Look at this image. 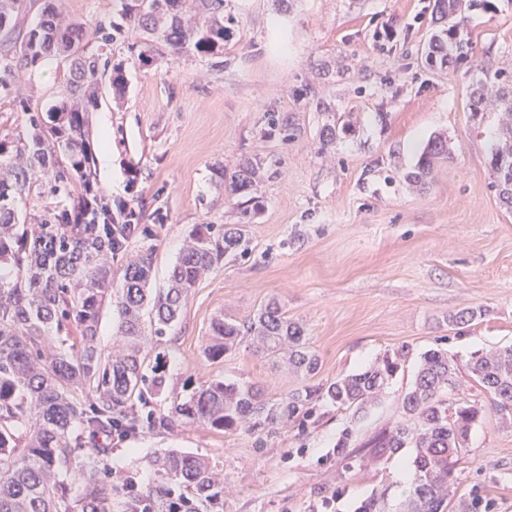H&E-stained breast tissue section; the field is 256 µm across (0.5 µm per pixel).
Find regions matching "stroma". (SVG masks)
Masks as SVG:
<instances>
[{
    "instance_id": "stroma-1",
    "label": "stroma",
    "mask_w": 512,
    "mask_h": 512,
    "mask_svg": "<svg viewBox=\"0 0 512 512\" xmlns=\"http://www.w3.org/2000/svg\"><path fill=\"white\" fill-rule=\"evenodd\" d=\"M434 0H232L224 64L182 56L125 64L123 100L103 90L91 114L101 190L143 205L156 248L154 289L166 288L197 224H242L250 249L192 289L178 322L147 349L168 397L213 378L257 383L277 398L367 367L409 347L413 360L357 423L371 433L402 417L414 359L446 349L466 364L481 348L512 344V205L490 166L497 116L473 115L469 95L483 72L512 68V0H481L465 28L473 53L447 70L428 66ZM392 28V41L378 39ZM61 61L34 69L23 90L47 111L63 90ZM348 115L328 146L320 133ZM447 136L450 159L425 183L407 179L431 136ZM260 162L258 211L225 191L220 173ZM278 300L319 358L310 376L240 347L204 356L210 324L244 321ZM473 309L465 323L455 315ZM348 412L321 406L307 429L257 441L203 424L143 431L111 445L114 487L152 484L147 459L176 449L224 471V512H354L373 491L403 498L407 453L384 472L345 471L329 453ZM456 466L459 494L480 487L491 512H512V427L487 414Z\"/></svg>"
}]
</instances>
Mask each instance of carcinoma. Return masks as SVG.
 <instances>
[{"label": "carcinoma", "mask_w": 512, "mask_h": 512, "mask_svg": "<svg viewBox=\"0 0 512 512\" xmlns=\"http://www.w3.org/2000/svg\"><path fill=\"white\" fill-rule=\"evenodd\" d=\"M117 15L93 33L98 47L86 51L82 27L60 13L52 0L20 28L27 0H0V93L18 94L25 77L45 60L66 63L61 96L47 112L28 115L24 136L0 137V512H112V482L102 476L103 448L80 459L72 434L112 436V424L142 431L168 430L178 421L200 423L226 434L262 439L294 425L304 428L316 406L347 411L352 421L367 414L403 371L408 352L386 353L368 368L318 385H306L270 400L250 382L211 379L167 410L155 399L166 380L153 369L145 325L164 335L176 323L194 288L228 258L249 250L243 224H197L173 266L168 287L150 288L155 248L133 247L144 232L138 224H116L112 201L96 186L90 148L89 112L108 81L126 88L124 48L143 63L192 56H224V10L231 0H116ZM435 23L426 62L441 69L467 59L472 43L462 35L463 0H434ZM470 110L499 114L490 165L499 195L512 204V69L479 80ZM448 140L433 138L411 176L418 183L437 160L448 158ZM256 161L232 172L235 195L257 190ZM58 199L35 209L28 199ZM123 267L114 285V265ZM112 301L115 340L105 351L98 326ZM149 319H144V315ZM66 335L68 348L52 346L51 332ZM248 344L257 354L305 376L318 357L304 330L275 303L247 321L218 317L210 325L205 356L219 360ZM470 381L485 392L503 422H512V345L477 351L466 363ZM462 379L448 351L421 354L414 381L402 398L403 419L352 447L357 432L346 427L331 456L347 470L379 467L402 449H412L410 480L398 512H489L478 494L451 490L454 467L470 452L473 429L485 406L459 396ZM155 483L146 492L125 486L121 512H224V477L209 460L165 451L148 461ZM355 512H392L386 491L360 502Z\"/></svg>", "instance_id": "cac0c4a2"}]
</instances>
